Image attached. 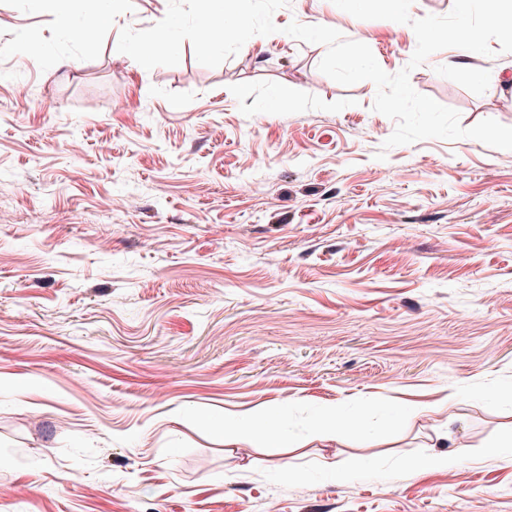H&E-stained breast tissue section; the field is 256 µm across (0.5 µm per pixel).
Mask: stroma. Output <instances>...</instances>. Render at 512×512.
Masks as SVG:
<instances>
[{"mask_svg":"<svg viewBox=\"0 0 512 512\" xmlns=\"http://www.w3.org/2000/svg\"><path fill=\"white\" fill-rule=\"evenodd\" d=\"M167 8L126 0L104 26L69 0L81 40L0 0V512H512V150L384 149L375 84L336 83L325 46L284 32L334 28L394 74L409 25L289 0L218 67L188 41L133 67L120 31ZM491 48L410 83L462 126H512V53ZM329 404L370 410L366 432L315 440ZM259 407L279 442L225 452ZM446 444L461 464L414 466Z\"/></svg>","mask_w":512,"mask_h":512,"instance_id":"stroma-1","label":"stroma"}]
</instances>
